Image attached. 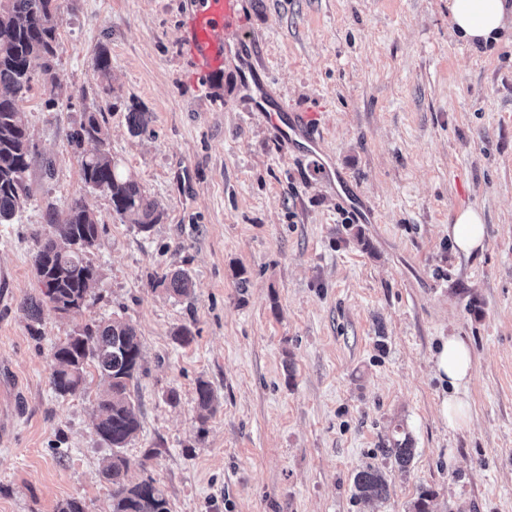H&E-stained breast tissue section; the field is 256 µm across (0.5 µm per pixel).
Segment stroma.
Wrapping results in <instances>:
<instances>
[{
	"label": "stroma",
	"mask_w": 512,
	"mask_h": 512,
	"mask_svg": "<svg viewBox=\"0 0 512 512\" xmlns=\"http://www.w3.org/2000/svg\"><path fill=\"white\" fill-rule=\"evenodd\" d=\"M259 78L311 116L322 150H290L252 112L235 70L200 84L180 45L195 0H60L55 81L41 66L21 106L34 157L30 198L0 224V512H111V448L94 426L105 387L51 384L53 348L101 319L135 326L130 386L140 430L129 478L171 512H512V36L472 47L448 0H245ZM112 58L103 93L92 60ZM149 134L131 136V109ZM97 111L120 168L164 214L150 233L87 187L72 143ZM83 198L99 221L87 255L102 278L81 316L21 304L47 210ZM474 208L484 248L454 254L448 226ZM184 269L188 299L154 285ZM190 326L192 344L175 332ZM470 346L469 427L449 429L432 354ZM216 409L200 419L198 380ZM407 470L383 458L397 429ZM383 471L367 502L353 476ZM355 495L364 500H386L389 484L379 467L368 465L353 477Z\"/></svg>",
	"instance_id": "stroma-1"
}]
</instances>
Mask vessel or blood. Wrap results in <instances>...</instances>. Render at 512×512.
Instances as JSON below:
<instances>
[{"label":"vessel or blood","mask_w":512,"mask_h":512,"mask_svg":"<svg viewBox=\"0 0 512 512\" xmlns=\"http://www.w3.org/2000/svg\"><path fill=\"white\" fill-rule=\"evenodd\" d=\"M244 9V0H197L184 24V50L194 61L196 76H216L236 66L241 88L254 111L269 119L280 140H313L308 114H286L272 107L273 91L259 80V64L253 55L243 50L240 26Z\"/></svg>","instance_id":"obj_1"}]
</instances>
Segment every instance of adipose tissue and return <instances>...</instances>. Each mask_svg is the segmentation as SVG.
<instances>
[{"label":"adipose tissue","mask_w":512,"mask_h":512,"mask_svg":"<svg viewBox=\"0 0 512 512\" xmlns=\"http://www.w3.org/2000/svg\"><path fill=\"white\" fill-rule=\"evenodd\" d=\"M448 23L458 37L471 45L498 40L501 33L512 30V10L506 0H448ZM448 238L456 252L471 255L484 247V224L478 210L468 208L458 213L448 227ZM440 379L446 380L453 394L441 404L449 427L465 426L470 421L468 401L462 397L473 372L469 346L459 337L444 340L434 355Z\"/></svg>","instance_id":"obj_1"}]
</instances>
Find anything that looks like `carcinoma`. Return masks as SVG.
Instances as JSON below:
<instances>
[{"mask_svg":"<svg viewBox=\"0 0 512 512\" xmlns=\"http://www.w3.org/2000/svg\"><path fill=\"white\" fill-rule=\"evenodd\" d=\"M61 22L58 0H0V224L10 223L29 198L26 173L32 161V143L25 112L20 107L22 95L33 81L32 62L42 61V72L55 79L53 61L60 47L58 27ZM92 68L101 79L111 75L112 60L100 49ZM146 112L128 115L129 131L141 136L148 130ZM71 139L91 141L98 149L81 162V177L92 189L105 192L112 210L140 231L148 232L162 216L159 203L152 199L135 176L118 167L107 149V138L96 113H84L79 129ZM48 233L40 240L33 255V267L41 285L42 298H31L23 311L32 321L41 315L42 306L69 309L77 315L87 307L98 270L85 258L99 236L96 216L83 199L72 200L67 212H50ZM154 283L169 295L188 298L195 283L183 270L155 275ZM61 368L52 374L51 384L62 396L76 394L85 381L86 366L91 364L109 383L108 391L97 404L96 431L112 448V456L103 474L112 484L111 512H170L169 503L153 480L133 483L128 478L129 460L121 453L140 428L137 409L129 394V384L141 369L142 351L135 328L119 319L101 320L76 329L54 347ZM196 403L209 412L214 391L209 382L196 385ZM415 449L409 437L397 440L394 447L383 449L402 469L408 468ZM355 495L364 500H385L389 484L380 468L368 465L353 477Z\"/></svg>","mask_w":512,"mask_h":512,"instance_id":"carcinoma-1","label":"carcinoma"}]
</instances>
